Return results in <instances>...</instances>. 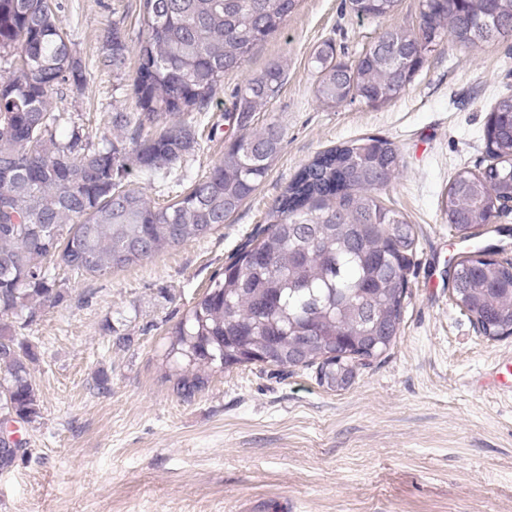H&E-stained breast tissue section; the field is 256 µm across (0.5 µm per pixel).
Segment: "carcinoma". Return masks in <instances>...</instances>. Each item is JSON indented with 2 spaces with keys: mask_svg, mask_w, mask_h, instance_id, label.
Returning <instances> with one entry per match:
<instances>
[{
  "mask_svg": "<svg viewBox=\"0 0 512 512\" xmlns=\"http://www.w3.org/2000/svg\"><path fill=\"white\" fill-rule=\"evenodd\" d=\"M400 0H344L357 19L390 17ZM299 0H143L133 92L140 111L112 112L122 140L90 141L50 92L84 86L72 34L56 0H0V53L16 59L0 75V423H31L38 389L10 319L35 321L63 299L60 272L103 275L207 237L251 197L282 143L270 123L235 138L224 158L172 203L156 207L125 183L129 168L149 183L195 153L194 114L224 75L243 69L254 47L277 33ZM489 18L490 24L477 28ZM512 39V0H419L417 26H390L352 62L324 42L312 53L315 96L327 109L360 99L391 104L443 41L460 49ZM133 38L109 25L101 70L121 74ZM275 65L237 88L232 118L247 125L281 86ZM485 129L494 166L461 169L443 200L458 232L476 231L512 199V95L500 96ZM403 167L393 143L372 136L330 147L301 166L269 212V224L216 274L171 332L165 364L177 389L205 387L209 373L247 363L317 366L319 384L350 388L356 362L380 357L402 323L416 229L379 199ZM476 250L450 265L452 299L489 340L512 336V260ZM19 449L0 442V471Z\"/></svg>",
  "mask_w": 512,
  "mask_h": 512,
  "instance_id": "cac0c4a2",
  "label": "carcinoma"
}]
</instances>
